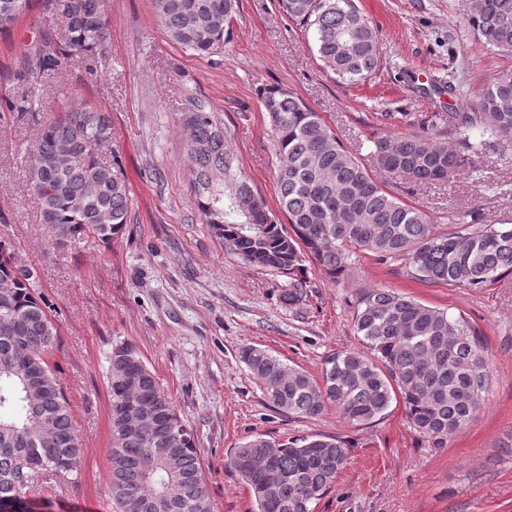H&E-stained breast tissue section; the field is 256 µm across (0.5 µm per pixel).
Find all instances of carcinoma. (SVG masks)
Here are the masks:
<instances>
[{"mask_svg": "<svg viewBox=\"0 0 512 512\" xmlns=\"http://www.w3.org/2000/svg\"><path fill=\"white\" fill-rule=\"evenodd\" d=\"M174 43L212 54L237 0H154ZM0 0V32L19 19L21 4ZM289 18L313 32L324 68L345 84L369 79L380 66L376 29L354 0H282ZM62 33L45 31L20 77L29 82L67 67L77 54L96 58L106 31L104 0H46ZM464 20L487 46L512 53V0H472ZM276 135L281 165L278 202L288 224L278 223L262 197L235 173L224 133L201 105L186 113L189 156L199 210L214 234L232 241L236 256L288 277L281 299L305 301L306 256L331 276L348 268L350 252L402 258L408 277L428 284L486 288L512 274V227L481 223L472 211L438 233L433 219L386 192L327 127L292 92H260ZM441 124H423L374 142L378 167L418 184L444 183L494 140L512 141V71L498 73L478 94L472 112H442ZM110 119L95 107L61 102L44 121L26 169V185L53 227L55 245L82 236L108 244L127 224L129 190L93 151ZM478 130L489 139L472 140ZM34 269L17 265L0 244V508L16 507L40 481L59 484L78 474L82 448L69 401L49 359L58 330L37 291ZM364 350L335 353L322 379L246 346L240 358L275 409L317 417L331 406L353 425L383 418L402 399L410 423L435 448L474 418L489 385L484 336L466 317L382 288L364 291L355 316ZM108 490L113 512H213L193 434L137 350L112 349ZM152 407L155 425L135 433L128 415ZM349 445L341 438L275 442L259 434L243 442L229 467L250 487L257 512H314L345 468Z\"/></svg>", "mask_w": 512, "mask_h": 512, "instance_id": "obj_1", "label": "carcinoma"}]
</instances>
